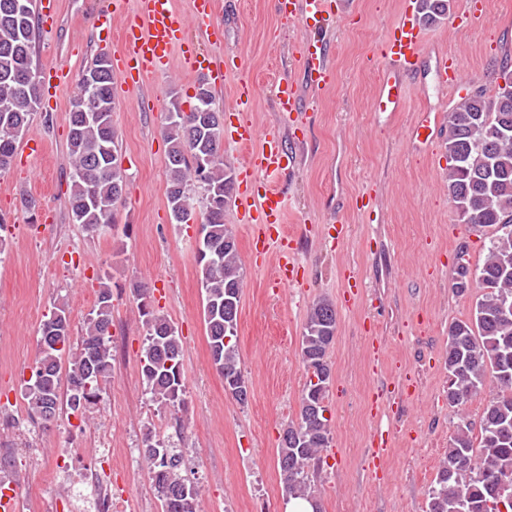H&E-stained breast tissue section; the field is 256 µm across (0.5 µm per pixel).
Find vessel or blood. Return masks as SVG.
I'll use <instances>...</instances> for the list:
<instances>
[{"label": "vessel or blood", "instance_id": "1", "mask_svg": "<svg viewBox=\"0 0 512 512\" xmlns=\"http://www.w3.org/2000/svg\"><path fill=\"white\" fill-rule=\"evenodd\" d=\"M305 3L301 22L307 36L300 46V63L313 86L319 87L330 80V48L322 33L332 19V3L331 0H305ZM137 4L136 17L121 31V64L115 76L122 84L142 87L151 77L167 73L178 60L191 72L209 75L218 84L242 69L240 56L200 53L187 41L188 23L192 20L206 25L208 37H219V30L208 25L215 0H192L187 15L174 8L173 0H137ZM418 12V0H404L381 44L380 55L386 65L376 93L378 111L399 112L405 105L408 95L405 78L416 71L427 48ZM177 49L182 52L178 60L173 57ZM435 71L442 87L455 90L466 82L459 65L449 62L447 54L436 56ZM256 92L251 81L237 83L233 109L240 120L226 131L225 140L249 151L242 166L245 189L239 198L238 221L253 230V252L264 255L272 249L277 251L276 284L285 288L294 281L296 259L284 226L287 199L282 184L296 167L298 157L285 146L278 131L258 129L245 119ZM274 97L282 113L295 112L304 106L294 86L285 81L275 84Z\"/></svg>", "mask_w": 512, "mask_h": 512}]
</instances>
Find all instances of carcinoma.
I'll use <instances>...</instances> for the list:
<instances>
[{"instance_id":"1","label":"carcinoma","mask_w":512,"mask_h":512,"mask_svg":"<svg viewBox=\"0 0 512 512\" xmlns=\"http://www.w3.org/2000/svg\"><path fill=\"white\" fill-rule=\"evenodd\" d=\"M19 0H0V174L8 171L17 146L37 115L40 88L17 77L21 69L37 72L33 64L36 4L17 9ZM449 0H419V18L434 26L448 15ZM106 63L97 56L83 72L69 111V205L74 223L98 232L115 223L125 202L121 191L127 175L119 162L118 135L112 127L115 79L101 72L90 84L87 76ZM168 118L166 198L174 223L200 217L202 237L197 249L203 318L212 363L220 373L236 374L248 388L233 338L244 288L236 238L224 223V207L234 189L231 169L224 163V126L213 94L194 97L189 111L171 102ZM512 129V92L496 90L487 97L466 95L448 113V198L461 221L489 229L485 254L473 266L489 280L491 291L476 300L470 317L448 327V403L465 406L493 383L479 431L465 415L458 418L427 492L426 512H512V140L499 139L501 128ZM199 191L205 208L195 214L192 194ZM145 329L139 371L146 394L172 415L185 401L183 342L176 325L158 314L149 291L139 288ZM337 312L329 301L312 304L301 340V356L314 375L331 377L328 351L336 337ZM112 290L103 285L80 327L79 340L68 307L52 306L42 323L39 355L22 389L29 414L40 420L56 416L61 404L83 415L97 405L103 384L112 374ZM328 392L306 376L299 416L288 424V444L278 448V464L286 497L311 498V470L321 462L330 443L324 402ZM143 456L161 512H198V486L184 475L185 451L144 439Z\"/></svg>"}]
</instances>
